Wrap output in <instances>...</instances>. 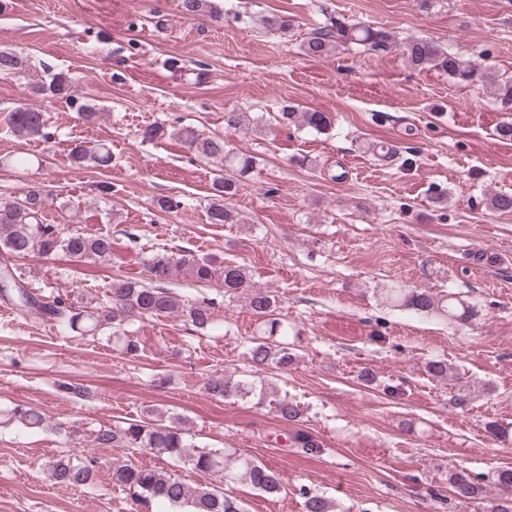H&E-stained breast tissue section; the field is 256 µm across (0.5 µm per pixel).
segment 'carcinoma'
<instances>
[{
    "mask_svg": "<svg viewBox=\"0 0 512 512\" xmlns=\"http://www.w3.org/2000/svg\"><path fill=\"white\" fill-rule=\"evenodd\" d=\"M183 14L194 19L208 16L218 21L225 16L212 0H181ZM263 27L280 35L291 33L296 27L295 17L288 14L266 16ZM390 31L367 24H350L345 18L333 17L304 39L305 54L321 57L353 44L371 51L391 47ZM403 57L413 69L435 70L448 75L455 83L470 86L479 84L490 89L500 110L512 112V78L503 79L488 66H481L432 40L412 37L403 44ZM28 70L27 55L8 48L0 49V79L21 77ZM70 81L62 73H54L49 81L36 83L32 92L39 96L66 95ZM8 130L19 138L49 139L46 114L19 103L5 119ZM294 124L317 134L329 132L333 126L330 115L320 111L299 112L286 105L270 116L254 117L246 112L224 113V126L243 130H271ZM141 135L146 141L176 138L191 151L216 162L212 180V198L207 207L211 224H237L238 213L231 206L245 180L256 168L255 158L226 148L218 134L204 135L190 125L167 127L156 124L146 127ZM71 163L77 167H107L112 152L102 144L79 142L69 151ZM487 207L495 212H512V193L494 191L486 198ZM63 253L87 259H108L112 256V235L86 234L78 231L63 233L58 225L45 215L44 196L33 187L19 196L0 198V255L9 263L0 267V292H13L15 306L22 313L47 320L56 329L68 335H96L111 327L112 340L126 355L133 357L140 343L129 335L128 326L142 318H183L203 336L219 329L223 319L218 317L214 299L204 297L190 301L169 287L176 272H182L204 286H217L225 296L246 295L249 312L259 321L257 336L252 338L244 352L249 365L246 378L210 376L205 389L213 396L226 400H244L258 397L267 400L276 416L286 422H298L303 416L300 405L275 395L270 373L286 370L296 354L288 342V323L273 317L276 299L267 291L254 286L247 267L236 263H221L208 255H198L184 249L180 253L158 252L143 264L141 279L118 275L112 279L106 298L98 306L76 307L69 292L58 291L52 300L31 292L25 286V273L12 263L14 259L48 256ZM387 305L393 310L418 315H436L446 320L466 322L476 315L475 307L467 305L453 294H438L431 289L404 288L392 283L382 289ZM427 372L436 379H456L452 367L444 360L431 361ZM7 421L19 429L36 431L45 423L44 415L31 407H15L8 412ZM97 448H139L158 456H167L187 463L193 470L216 476L223 486L201 483L192 486L154 466L137 465L126 461L112 464V483L131 492L147 512H245L241 502L224 490L233 484H246L265 494L280 490L278 477L262 462L238 452L234 448H205L193 443L189 430L180 422H163L157 415L152 423L115 424L101 426L95 431ZM98 460L86 457L80 461L70 458L50 462L48 471L52 480L62 487H83L91 481ZM448 483L454 497L461 503L484 500L485 512H512V469L499 470L494 479V497L485 500L484 486L464 469H448ZM304 498L305 512H336V503L323 494L299 489Z\"/></svg>",
    "mask_w": 512,
    "mask_h": 512,
    "instance_id": "carcinoma-1",
    "label": "carcinoma"
}]
</instances>
